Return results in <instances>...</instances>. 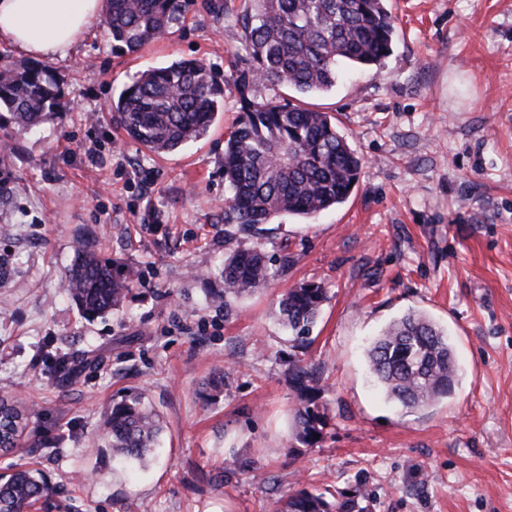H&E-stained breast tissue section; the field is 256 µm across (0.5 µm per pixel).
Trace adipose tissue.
Masks as SVG:
<instances>
[{"label":"adipose tissue","instance_id":"1","mask_svg":"<svg viewBox=\"0 0 512 512\" xmlns=\"http://www.w3.org/2000/svg\"><path fill=\"white\" fill-rule=\"evenodd\" d=\"M101 12L102 0H0V42L33 57L63 58Z\"/></svg>","mask_w":512,"mask_h":512}]
</instances>
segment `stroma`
<instances>
[{
  "label": "stroma",
  "instance_id": "1",
  "mask_svg": "<svg viewBox=\"0 0 512 512\" xmlns=\"http://www.w3.org/2000/svg\"><path fill=\"white\" fill-rule=\"evenodd\" d=\"M190 0L171 35L119 54L101 26L52 66L67 104L0 138L14 189L0 202V392L31 433L0 469L37 468L39 512H276L306 488L352 494L367 512H512V0H389L398 35L379 72H348L312 97L365 160L343 205L268 226L286 274L235 301L223 288L224 139L241 112L247 49L234 9ZM197 59L224 87L207 135L156 156L127 140L110 104L140 71ZM99 163H91L89 151ZM141 279L89 321L63 281L83 232ZM316 281L327 300L303 354L329 412L314 447L294 429L280 295ZM415 309L446 327L458 379L405 412L370 381L365 349ZM67 370H53L56 358ZM141 395L163 421L145 464L113 458L99 427ZM256 461L264 475L226 469Z\"/></svg>",
  "mask_w": 512,
  "mask_h": 512
}]
</instances>
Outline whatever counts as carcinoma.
Listing matches in <instances>:
<instances>
[{
  "instance_id": "obj_1",
  "label": "carcinoma",
  "mask_w": 512,
  "mask_h": 512,
  "mask_svg": "<svg viewBox=\"0 0 512 512\" xmlns=\"http://www.w3.org/2000/svg\"><path fill=\"white\" fill-rule=\"evenodd\" d=\"M186 0H105L101 22L114 48L135 54L148 42L171 34ZM250 56L236 70L242 113L224 141V289L216 298L232 302L268 286L288 271L279 267L259 239L264 225L281 215L314 218L351 196L364 159L349 145L325 112L300 102L257 99L260 86L303 97L327 93L341 70L380 68L390 55L396 19L386 0H244L237 14ZM224 89L198 60L175 62L138 73L112 99L114 123L131 141L164 155L203 138L221 108ZM65 105L63 84L48 63L0 65V112L11 128L29 130ZM254 244L242 246V240ZM134 267L98 254L95 240H80L65 291L87 320L111 312L139 279ZM327 299L322 284L303 281L281 295L279 323L291 333L292 348H308L310 330ZM368 372L385 397L418 410L451 395L457 381L454 347L448 333L430 317L408 312L393 319L366 353ZM294 392V441L304 447L324 437L327 409L301 360L288 361ZM17 437L29 417L17 400L0 399ZM162 432L159 414L136 395L112 406L101 426L112 456L142 462ZM52 489L44 476L17 469L0 481V512H29ZM353 498L331 503L321 493L302 489L288 496L280 512H364Z\"/></svg>"
}]
</instances>
